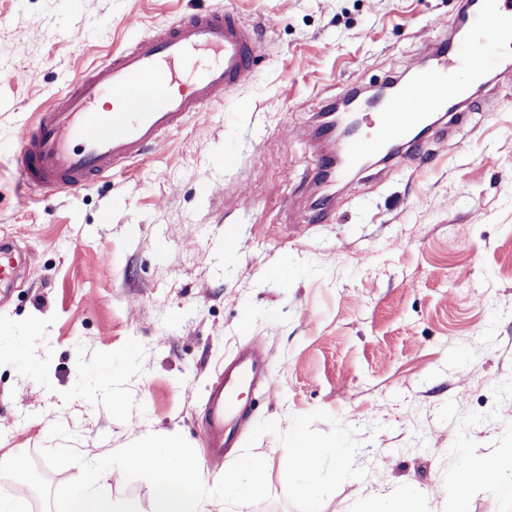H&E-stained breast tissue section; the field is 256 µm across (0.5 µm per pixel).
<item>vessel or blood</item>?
I'll use <instances>...</instances> for the list:
<instances>
[{
    "mask_svg": "<svg viewBox=\"0 0 512 512\" xmlns=\"http://www.w3.org/2000/svg\"><path fill=\"white\" fill-rule=\"evenodd\" d=\"M459 36L429 66L397 81L378 100L351 97L365 113L345 147L346 165L367 157H398L420 166L428 133L440 120H462L471 83L488 76L512 47V0H464ZM257 36L231 9L182 15L112 52L84 70L69 88L42 107L22 134L17 153L22 186L47 199L84 190L98 179L142 163L187 117L206 111L251 76ZM21 257L0 247V288L10 287ZM262 353L253 350L225 366L209 396L205 435L214 462L233 447L247 425L235 401L266 378Z\"/></svg>",
    "mask_w": 512,
    "mask_h": 512,
    "instance_id": "1",
    "label": "vessel or blood"
}]
</instances>
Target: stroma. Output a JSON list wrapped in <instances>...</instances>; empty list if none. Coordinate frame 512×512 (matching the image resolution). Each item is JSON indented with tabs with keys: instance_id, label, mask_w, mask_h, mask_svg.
Masks as SVG:
<instances>
[{
	"instance_id": "stroma-1",
	"label": "stroma",
	"mask_w": 512,
	"mask_h": 512,
	"mask_svg": "<svg viewBox=\"0 0 512 512\" xmlns=\"http://www.w3.org/2000/svg\"><path fill=\"white\" fill-rule=\"evenodd\" d=\"M257 31L250 80L191 116L148 159L74 194L20 202L18 138L92 62L198 10ZM459 0H0V238L27 261L0 295V455L51 488L148 432L209 456L208 396L240 349L269 380L243 394L241 446L268 457L269 497L232 512H297L279 433L316 410L353 428L361 479L322 512L412 485L427 512L463 454L512 449V76L432 137L421 167L376 164L324 190L319 114L352 88L407 78L446 39ZM333 213L324 221L323 209ZM240 234L226 251L227 229ZM112 383L117 400L100 394Z\"/></svg>"
}]
</instances>
